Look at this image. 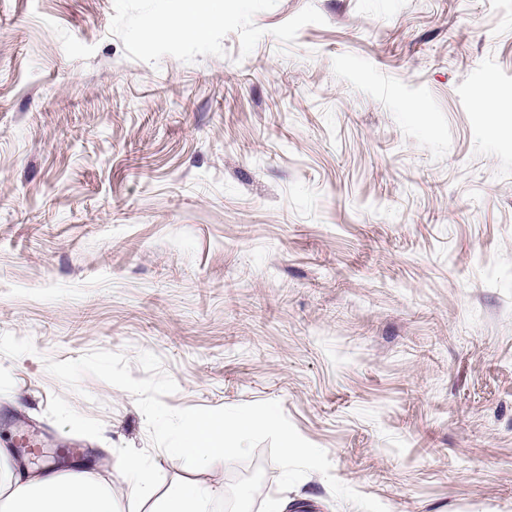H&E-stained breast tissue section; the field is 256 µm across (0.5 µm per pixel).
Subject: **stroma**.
<instances>
[{"instance_id": "35a3bbf8", "label": "stroma", "mask_w": 512, "mask_h": 512, "mask_svg": "<svg viewBox=\"0 0 512 512\" xmlns=\"http://www.w3.org/2000/svg\"><path fill=\"white\" fill-rule=\"evenodd\" d=\"M96 349L279 401L387 512H512V0H0V479L29 420L121 504L132 456L225 512L237 465L46 370Z\"/></svg>"}]
</instances>
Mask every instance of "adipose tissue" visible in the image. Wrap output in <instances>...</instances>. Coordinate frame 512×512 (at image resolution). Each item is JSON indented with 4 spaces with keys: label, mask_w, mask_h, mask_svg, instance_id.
<instances>
[{
    "label": "adipose tissue",
    "mask_w": 512,
    "mask_h": 512,
    "mask_svg": "<svg viewBox=\"0 0 512 512\" xmlns=\"http://www.w3.org/2000/svg\"><path fill=\"white\" fill-rule=\"evenodd\" d=\"M131 493L148 503V512H209L212 490L198 482H181L157 492L152 476L129 460ZM8 512H118L111 488L86 474H62L53 469L41 475L13 477L0 487Z\"/></svg>",
    "instance_id": "ef3b65f1"
}]
</instances>
